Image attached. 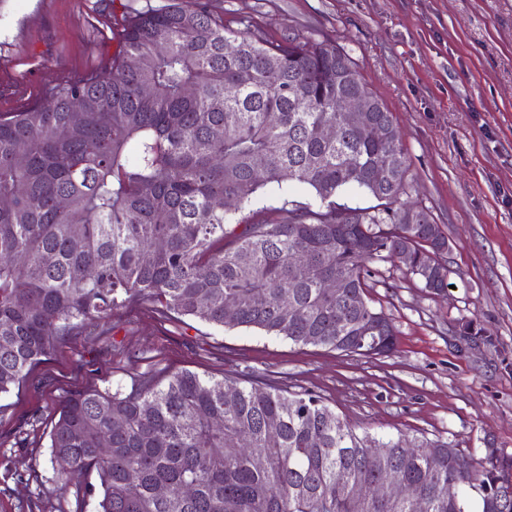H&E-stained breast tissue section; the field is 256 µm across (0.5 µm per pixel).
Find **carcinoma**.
<instances>
[{
  "mask_svg": "<svg viewBox=\"0 0 512 512\" xmlns=\"http://www.w3.org/2000/svg\"><path fill=\"white\" fill-rule=\"evenodd\" d=\"M120 41L110 71L0 115V393L66 337L141 303L165 319L389 352L396 329L369 301L368 263L395 249L412 274L448 237L427 209L401 201L409 166L392 112L350 56L314 37L236 31L204 0H147ZM228 41L239 45L233 57ZM356 92L374 103L363 132L334 108L336 96ZM325 125L341 128L340 142L322 138ZM291 185L314 202L253 209L266 189L286 198ZM347 187L377 204L336 203ZM385 227L401 233L389 242ZM157 241L164 247L154 250ZM336 278L343 288L324 287ZM56 412L55 482L65 490L96 475L81 487L97 498L95 512H413L418 499L428 512H474L476 502L512 512L500 493L512 491V457L431 443L408 454L404 435L374 454L369 433L311 391L177 370L140 376L128 392L70 393ZM104 432L107 458L97 451ZM387 470L404 498L354 495Z\"/></svg>",
  "mask_w": 512,
  "mask_h": 512,
  "instance_id": "obj_1",
  "label": "carcinoma"
}]
</instances>
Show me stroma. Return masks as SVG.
I'll return each instance as SVG.
<instances>
[{"instance_id":"35a3bbf8","label":"stroma","mask_w":512,"mask_h":512,"mask_svg":"<svg viewBox=\"0 0 512 512\" xmlns=\"http://www.w3.org/2000/svg\"><path fill=\"white\" fill-rule=\"evenodd\" d=\"M143 0H0V113L44 104L57 83L111 69L123 18ZM230 27L328 39L392 112L408 198L449 240L451 285L429 292L397 260L369 268L368 296L398 331L367 358L244 328L165 320L148 307L67 338L0 395V512H93L59 489L49 420L68 392L188 369L309 390L379 439L486 446L512 455V0H207ZM486 340L471 343L465 324Z\"/></svg>"}]
</instances>
